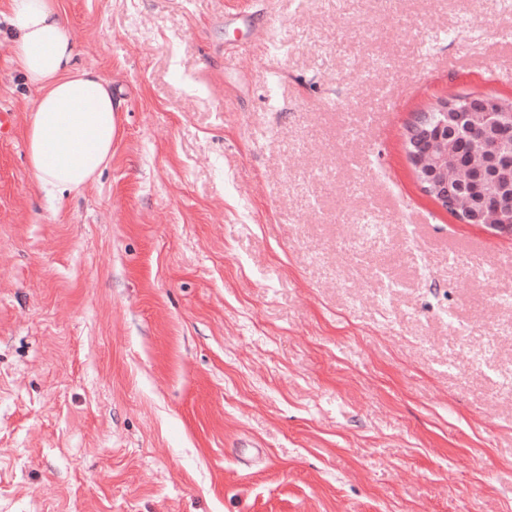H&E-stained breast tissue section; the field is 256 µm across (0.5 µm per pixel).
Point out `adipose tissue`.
I'll use <instances>...</instances> for the list:
<instances>
[{
  "mask_svg": "<svg viewBox=\"0 0 512 512\" xmlns=\"http://www.w3.org/2000/svg\"><path fill=\"white\" fill-rule=\"evenodd\" d=\"M15 71L35 94L28 163L39 190L78 191L108 166L120 102L97 71L76 66L77 39L60 0H6L0 12Z\"/></svg>",
  "mask_w": 512,
  "mask_h": 512,
  "instance_id": "ef3b65f1",
  "label": "adipose tissue"
}]
</instances>
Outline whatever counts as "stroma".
I'll return each instance as SVG.
<instances>
[{
    "label": "stroma",
    "mask_w": 512,
    "mask_h": 512,
    "mask_svg": "<svg viewBox=\"0 0 512 512\" xmlns=\"http://www.w3.org/2000/svg\"><path fill=\"white\" fill-rule=\"evenodd\" d=\"M61 6L121 112L47 199L0 44V512H512V237L404 148L512 0Z\"/></svg>",
    "instance_id": "1"
}]
</instances>
